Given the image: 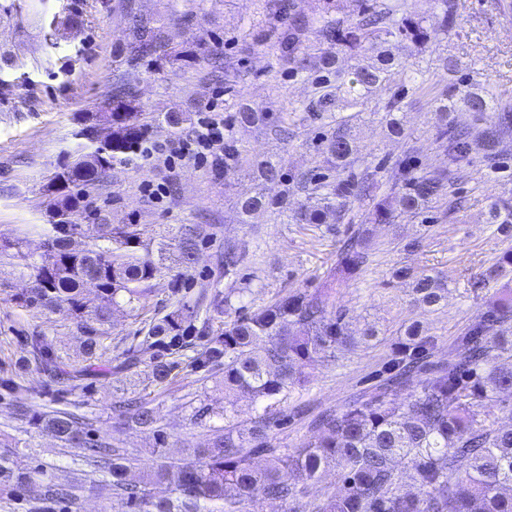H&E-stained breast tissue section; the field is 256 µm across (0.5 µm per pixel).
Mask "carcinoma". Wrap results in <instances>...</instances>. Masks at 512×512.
<instances>
[{
  "label": "carcinoma",
  "mask_w": 512,
  "mask_h": 512,
  "mask_svg": "<svg viewBox=\"0 0 512 512\" xmlns=\"http://www.w3.org/2000/svg\"><path fill=\"white\" fill-rule=\"evenodd\" d=\"M341 2L316 0L315 10L305 15L293 12L291 0H265L269 12L288 18V27L279 32V60L292 76H305L314 84V96L304 111L317 115L329 134L322 141L323 164L299 180L304 201L292 205L286 197L269 199L258 191L235 202L244 217L276 208L289 224L323 225L333 232L338 224L353 223V202L371 199L365 223L340 241L325 288L292 291L250 311L235 305L229 293L204 289L191 305L179 293L202 241L200 225L180 226L159 242L155 256L143 244L136 224H109L99 213L92 224L77 221L87 188L146 149L147 126L141 121L136 91L126 83L115 87L107 111L101 113V118L112 119V139L66 157L53 172L54 222L39 227L37 247L29 249L20 238H0V258L15 260L14 271L31 281L21 303L67 312L85 333L83 350L89 361L107 350L104 328L114 310L149 307L154 281L172 270L164 264L166 253L172 252L177 271L169 281L171 310L150 321L145 336L126 351L113 372L144 364L152 382L165 385L183 367L206 368L221 375L224 393L247 394L258 405L245 424L233 412L222 413V424L212 427L205 447L184 448L176 455L168 448L167 432L151 401L137 395L112 399L116 419L149 429L158 440L155 466L133 481L128 472L135 458L123 448L93 439L78 406L29 404L22 376L0 379V387L19 399V419L49 430L65 448H83L90 489L109 488L112 500L125 505V512H264L268 501L281 503L283 512H299L309 484L329 468L336 471L339 489L306 503L308 512H512V425L499 423V414L512 415V249L503 251L471 283L477 290L489 281L506 280L456 337L455 355L448 362L430 361L438 338L411 323L387 362L383 383L338 410L323 411L314 422V433L299 447L290 450L274 442L288 395L306 387L308 370L381 335L374 324L353 335L347 312L331 303L330 287L370 262L369 225L389 224L403 215L416 217L434 200H445L450 210H458L454 180L474 161L493 173L508 167L500 144L512 136V108L468 79L460 87L444 86L432 100L438 116L435 141L448 167L429 173L398 160L385 172L380 166L359 168L354 125L340 112L363 105L374 89L385 88L391 96L382 120L390 137L405 138L402 96L410 87L424 88L427 76L423 70L407 71L384 44L391 36L414 51L426 49L457 27V0H426L424 8L414 0H347L351 9L346 13ZM431 13L439 18L433 28L426 25ZM127 24V63L161 62L171 56L172 36L160 18L131 7ZM311 35L324 45L318 56L306 44ZM367 52L377 54V63L356 64L348 71L337 64L340 53L357 57ZM460 108L472 114L471 124L458 126L448 120ZM491 111L495 116L488 122L484 114ZM187 121L184 112L162 116L174 135ZM268 122L278 131L280 120H271L267 112L242 105L235 114V123L242 127ZM244 167L264 184L283 177L280 162L251 153L228 126L224 172ZM381 173L390 191L379 195ZM487 223L512 224V190L492 197ZM241 261L236 249L225 248L224 276L237 273ZM394 276L409 282L415 303L441 307L448 290L443 277L406 266L395 269ZM91 286L99 296L94 306L84 301ZM217 315L225 320L216 328ZM27 343L36 367L48 374L57 392L76 387L74 379L84 371L67 368L48 336L36 332ZM414 375L419 376L417 389L409 400L398 401L399 391ZM15 447L0 453V486L11 489L30 512H80L84 485L58 483L42 466H25L23 458L33 444L25 441ZM256 456L265 457L263 466L255 465ZM402 461L418 485L415 493L401 490L397 464ZM158 484L168 485L167 496H155Z\"/></svg>",
  "instance_id": "obj_1"
}]
</instances>
